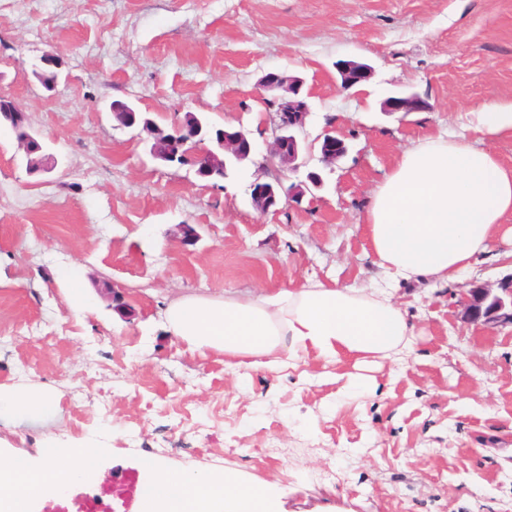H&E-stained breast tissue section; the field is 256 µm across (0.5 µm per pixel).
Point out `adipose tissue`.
I'll return each instance as SVG.
<instances>
[{
    "label": "adipose tissue",
    "instance_id": "1",
    "mask_svg": "<svg viewBox=\"0 0 512 512\" xmlns=\"http://www.w3.org/2000/svg\"><path fill=\"white\" fill-rule=\"evenodd\" d=\"M470 135L427 136L404 150L373 193L364 222L374 262L393 282L429 278L448 283L468 270L493 239L512 244V167L488 144L512 136V102L486 104ZM172 333L190 348L223 353L227 361L264 365L300 352L352 362L343 388L350 397L365 383L357 370L406 345L412 331L387 294L366 295L338 284L309 282L248 302L185 298L171 305ZM55 409L41 385L0 387V420H35ZM88 448L54 449L40 468L0 457V512L96 480ZM143 512H277L266 486L235 472L163 470L147 465L137 486Z\"/></svg>",
    "mask_w": 512,
    "mask_h": 512
}]
</instances>
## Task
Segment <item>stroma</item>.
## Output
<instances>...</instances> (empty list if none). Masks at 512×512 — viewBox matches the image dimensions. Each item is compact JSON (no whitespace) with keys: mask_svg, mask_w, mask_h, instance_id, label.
I'll return each mask as SVG.
<instances>
[{"mask_svg":"<svg viewBox=\"0 0 512 512\" xmlns=\"http://www.w3.org/2000/svg\"><path fill=\"white\" fill-rule=\"evenodd\" d=\"M46 54L59 62L49 87L35 75ZM341 59L371 77L342 89ZM270 71L311 93L307 165L286 180L316 171L324 184L297 208L253 207L252 184L272 178L257 165L211 181L156 161L147 132L110 110L122 100L165 128L193 112L253 130ZM399 93L426 109L385 113ZM0 97L55 158L29 173L0 124V385H46L59 401L56 416L0 422V452L38 464L47 448L99 451L95 482L27 512H81L89 488L140 512L149 460L238 471L269 484L279 512H512V329L467 321L459 302L512 263L495 242L460 280L393 284L362 226L405 149L512 101V0H0ZM329 125L348 147L332 164L318 143ZM66 268L91 307L74 303ZM333 278L389 293L413 327L355 399L340 396L342 365L231 367L168 331L185 297L245 301ZM109 285L131 313L113 310Z\"/></svg>","mask_w":512,"mask_h":512,"instance_id":"1","label":"stroma"}]
</instances>
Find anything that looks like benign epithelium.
Returning a JSON list of instances; mask_svg holds the SVG:
<instances>
[{"label":"benign epithelium","mask_w":512,"mask_h":512,"mask_svg":"<svg viewBox=\"0 0 512 512\" xmlns=\"http://www.w3.org/2000/svg\"><path fill=\"white\" fill-rule=\"evenodd\" d=\"M337 70L344 88H351L371 75L369 65L355 60L340 61ZM303 84L301 77L281 72H268L260 79V89L272 94L270 104L275 108V115L271 116L269 123L260 127V136L270 135L265 154L260 156L256 153L252 131L242 127L224 129V167L234 169L250 161L276 172L273 181H256L251 185L252 204L261 213L282 203L297 206L310 188L322 185L321 176L315 172L308 174L307 185L292 183L286 186L282 181L284 172L299 169L300 160L307 152L305 141L300 136L310 110L309 102L302 94ZM427 107L428 104L419 96L413 93L402 94L388 98L384 103V112H415ZM132 115L136 119L130 126H139L153 136L150 153L156 159L166 158L180 138L201 142L209 135L202 125L195 122H176L168 132L150 120L138 118L135 111ZM15 132L24 144L27 158H32L38 151L40 140L26 126L15 129ZM464 315L468 321L480 322L490 329L512 327V273L504 276L494 290L484 286L469 289Z\"/></svg>","instance_id":"7a95c632"}]
</instances>
